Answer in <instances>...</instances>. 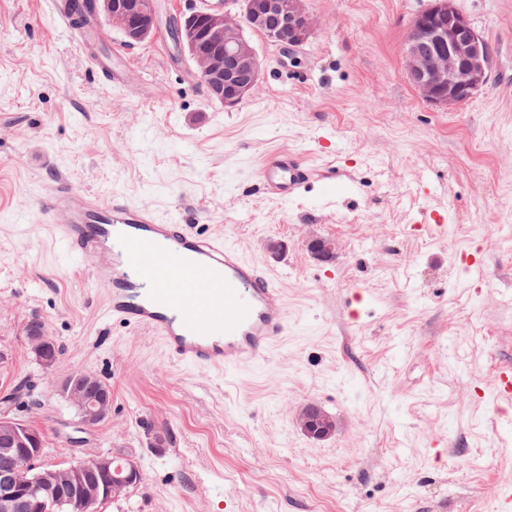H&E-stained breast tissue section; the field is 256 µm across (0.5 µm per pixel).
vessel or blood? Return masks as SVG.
Segmentation results:
<instances>
[{"instance_id":"obj_1","label":"vessel or blood","mask_w":512,"mask_h":512,"mask_svg":"<svg viewBox=\"0 0 512 512\" xmlns=\"http://www.w3.org/2000/svg\"><path fill=\"white\" fill-rule=\"evenodd\" d=\"M46 13L63 27L107 84L125 74L91 45L74 0H48ZM314 172L290 151L264 156L262 193L288 200L305 192ZM34 204L72 253L95 258L88 276L104 292L113 321L159 336L175 362L227 370L268 360L288 333L281 288L269 270L246 260L224 238L163 223L119 193L100 197L57 180Z\"/></svg>"}]
</instances>
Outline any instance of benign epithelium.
<instances>
[{"instance_id":"1","label":"benign epithelium","mask_w":512,"mask_h":512,"mask_svg":"<svg viewBox=\"0 0 512 512\" xmlns=\"http://www.w3.org/2000/svg\"><path fill=\"white\" fill-rule=\"evenodd\" d=\"M305 2L242 0L238 12L224 7V0H214L204 10L190 9L178 16L175 42L188 56L211 101L233 108L258 86L260 63L245 29L264 33L287 54L307 42L317 20ZM93 8L129 46L149 40L156 32L158 0H93ZM402 59L418 95L433 106L449 109L488 84L492 52L455 0H434L411 21ZM307 248L313 256L326 258L334 254L336 243L315 238ZM26 341L44 367L54 365L53 345L42 324L29 327ZM61 393L87 429L109 414L111 390L91 374L70 376ZM295 423L315 441L329 439L337 428L335 418L312 403L296 409ZM39 440L38 430L15 418L0 417V455L14 459V465L0 473V512H51L73 502L94 505L120 497L141 480L133 458L126 457L115 467L112 455L65 469L38 471L34 461L42 454Z\"/></svg>"}]
</instances>
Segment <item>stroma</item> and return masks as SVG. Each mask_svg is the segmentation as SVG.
I'll use <instances>...</instances> for the list:
<instances>
[{
  "mask_svg": "<svg viewBox=\"0 0 512 512\" xmlns=\"http://www.w3.org/2000/svg\"><path fill=\"white\" fill-rule=\"evenodd\" d=\"M159 3L137 46L97 20L99 50L126 71L113 87L41 21L45 0H0V394L34 384L10 415L42 434L40 468L134 456L140 484L96 512H499L497 491L512 488V399L496 389L512 367V0H456L492 67L450 110L402 67L431 0H306L319 27L289 59L252 34L259 84L231 109L170 39L184 0ZM271 148L314 169L302 197L260 191ZM61 177L197 219L274 269L289 330L271 359L181 365L154 334L112 322L91 259L70 256L33 207ZM312 236L335 239L337 256L313 259ZM271 237L282 256L266 253ZM35 317L60 350L49 369L25 344ZM76 373L112 392L91 429L60 391ZM305 402L336 417L333 437L296 427Z\"/></svg>",
  "mask_w": 512,
  "mask_h": 512,
  "instance_id": "obj_1",
  "label": "stroma"
}]
</instances>
